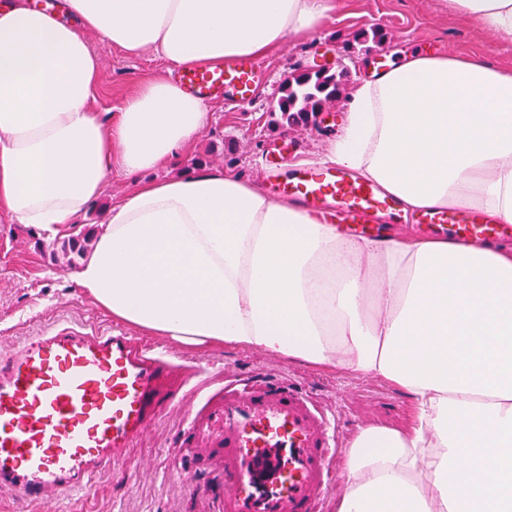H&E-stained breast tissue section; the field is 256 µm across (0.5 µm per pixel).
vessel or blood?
<instances>
[{
  "label": "vessel or blood",
  "mask_w": 512,
  "mask_h": 512,
  "mask_svg": "<svg viewBox=\"0 0 512 512\" xmlns=\"http://www.w3.org/2000/svg\"><path fill=\"white\" fill-rule=\"evenodd\" d=\"M181 85L206 101H250L260 81L251 60L178 71ZM275 192L310 206L336 202L341 224L364 225L395 214L397 199L337 167L299 166ZM422 223L451 224L460 241L500 242L512 226L476 213L432 210ZM174 366L125 333L68 327L28 338L0 357V489L17 491L41 512H59L62 496L119 460L158 412L172 405L166 386ZM201 444L221 449L222 512H316L336 455L327 419L295 390L259 385L225 394L196 428Z\"/></svg>",
  "instance_id": "vessel-or-blood-1"
}]
</instances>
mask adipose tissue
Instances as JSON below:
<instances>
[{"label": "adipose tissue", "instance_id": "obj_1", "mask_svg": "<svg viewBox=\"0 0 512 512\" xmlns=\"http://www.w3.org/2000/svg\"><path fill=\"white\" fill-rule=\"evenodd\" d=\"M512 44V0H439ZM71 22L0 0V219L70 235L113 173L135 180L74 279L115 323L191 351L259 349L386 380L401 426L345 450L336 512H512V250L445 236L352 239L304 203L223 168L159 181L206 128L179 82L96 112L95 33L171 66L268 55L337 0H64ZM326 161L404 214L473 209L512 225V64L412 54L348 93Z\"/></svg>", "mask_w": 512, "mask_h": 512}]
</instances>
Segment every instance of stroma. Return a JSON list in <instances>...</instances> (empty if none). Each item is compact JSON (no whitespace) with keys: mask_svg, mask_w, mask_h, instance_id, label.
<instances>
[{"mask_svg":"<svg viewBox=\"0 0 512 512\" xmlns=\"http://www.w3.org/2000/svg\"><path fill=\"white\" fill-rule=\"evenodd\" d=\"M383 28L386 41L356 42L361 32ZM88 42L99 56L103 72L96 100L100 112H119L143 80L167 75V64L155 53L128 56L105 39ZM479 50L498 60L512 58V45L479 35L475 29L442 13L437 0H345L341 13L324 19L312 35L287 41L261 59L263 81L249 103L209 104L211 121L182 157L180 168L162 166L143 174V181L162 180L177 171L220 166L269 186V177L285 171L288 161L321 162L329 132L338 131L346 117L343 102L331 110L336 118L329 131L311 124L291 132L273 128L272 111L280 88L292 73L338 62L349 67L348 83L363 78L364 64L419 50ZM124 176L112 175L104 191L75 227L76 239L96 233L112 205L131 190ZM62 239H46L30 224L0 222V355H8L28 337L55 327H83L107 332L111 317L87 298L72 279L75 266L63 259ZM143 344L169 352L188 369L204 366L201 378L175 383L176 409L161 410L146 435L126 456L97 477L80 496L63 499L60 512H214L224 490L223 476L204 452L190 454L182 446L191 422L213 395L225 386L241 387L254 379L300 385L335 426L336 448L366 421L401 423L411 398L385 381L345 371L314 370L253 349L227 347L192 353L155 336Z\"/></svg>","mask_w":512,"mask_h":512,"instance_id":"35a3bbf8","label":"stroma"}]
</instances>
